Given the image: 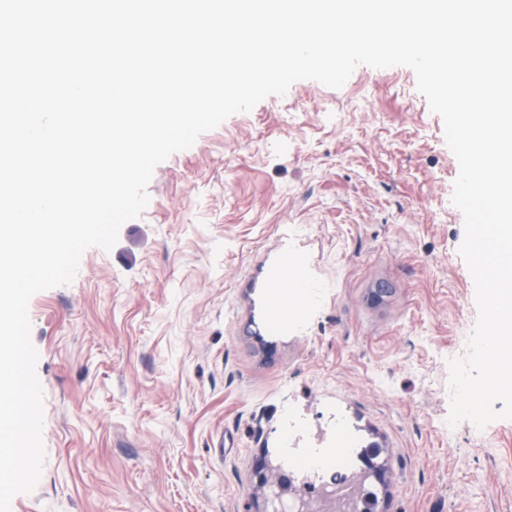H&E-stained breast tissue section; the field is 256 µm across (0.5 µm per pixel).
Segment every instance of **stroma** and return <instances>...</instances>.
Segmentation results:
<instances>
[{
    "instance_id": "obj_1",
    "label": "stroma",
    "mask_w": 512,
    "mask_h": 512,
    "mask_svg": "<svg viewBox=\"0 0 512 512\" xmlns=\"http://www.w3.org/2000/svg\"><path fill=\"white\" fill-rule=\"evenodd\" d=\"M458 173L403 66L298 81L173 153L117 243L29 302L45 459L10 512H262L288 404L318 434L341 411L377 512H512V419L439 427L478 318ZM283 237L319 302L275 334L251 282Z\"/></svg>"
}]
</instances>
